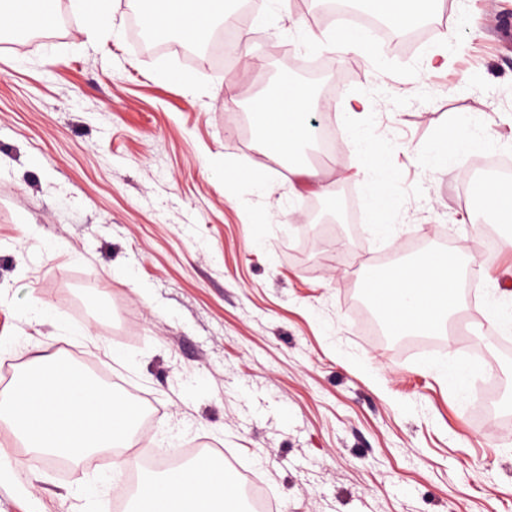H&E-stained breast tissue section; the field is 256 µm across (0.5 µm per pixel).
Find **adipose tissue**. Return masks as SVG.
<instances>
[{"label":"adipose tissue","instance_id":"1","mask_svg":"<svg viewBox=\"0 0 512 512\" xmlns=\"http://www.w3.org/2000/svg\"><path fill=\"white\" fill-rule=\"evenodd\" d=\"M193 13L205 18L203 27L189 31L195 43L208 40L212 22L224 15L223 0H153L151 21L167 13ZM461 269L455 256L436 262L425 255L396 266L382 278L384 312L399 318L400 334H428L440 330L453 315L459 299ZM138 512H236L237 495L223 477L202 462L164 472L162 478L139 484Z\"/></svg>","mask_w":512,"mask_h":512}]
</instances>
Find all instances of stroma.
<instances>
[{"label": "stroma", "instance_id": "35a3bbf8", "mask_svg": "<svg viewBox=\"0 0 512 512\" xmlns=\"http://www.w3.org/2000/svg\"><path fill=\"white\" fill-rule=\"evenodd\" d=\"M136 0H114V32L86 42L69 22L39 41L0 38V362L20 374L69 347L80 368L146 408L128 447L94 454L70 476L26 454L0 428L13 469L0 512H115L130 479L152 477L156 448L213 444L259 469L281 512H512V355L494 343L512 316V249L480 262L488 219L465 175L468 156L436 152L464 122L512 153V0H452L419 45L365 40L356 53L310 41L336 31L295 0H261L241 58L220 65L177 48L142 51L128 29ZM454 39H447V31ZM465 44L452 55L450 42ZM448 53L444 68L427 64ZM308 58L343 67L312 83L303 122L339 127L337 162L300 153L333 180L358 217L304 223L314 199L245 137L253 100ZM165 71L184 83L162 79ZM239 87L238 111L224 109ZM373 101L349 115L345 102ZM390 148L384 227L372 221L377 171L365 147ZM211 155L264 174L224 194ZM419 237L418 250L400 247ZM464 334L419 353L359 321V265L454 250ZM482 353L498 393L475 410L448 368Z\"/></svg>", "mask_w": 512, "mask_h": 512}]
</instances>
